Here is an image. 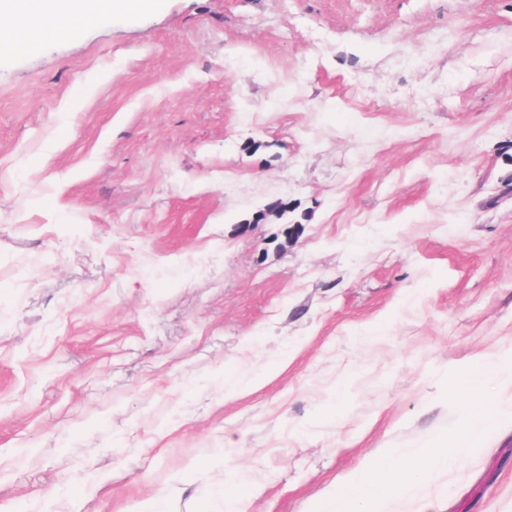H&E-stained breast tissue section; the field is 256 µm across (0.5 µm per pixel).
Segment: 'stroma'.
<instances>
[{
	"label": "stroma",
	"mask_w": 512,
	"mask_h": 512,
	"mask_svg": "<svg viewBox=\"0 0 512 512\" xmlns=\"http://www.w3.org/2000/svg\"><path fill=\"white\" fill-rule=\"evenodd\" d=\"M283 213L268 212L273 200ZM512 512V0H151L0 51V503ZM494 413L493 404H485L482 410L469 415L452 434L453 448L448 447V435L437 439L436 448H429L422 459L417 461L420 471L439 467L448 463V449L453 453H463L469 450L473 434L489 425ZM417 479L415 469L408 468L405 461L390 455L379 456L364 464L361 476L355 484L341 482L329 496L336 512H381L384 497L381 491L389 494L403 492Z\"/></svg>",
	"instance_id": "1"
}]
</instances>
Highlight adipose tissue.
<instances>
[{"mask_svg":"<svg viewBox=\"0 0 512 512\" xmlns=\"http://www.w3.org/2000/svg\"><path fill=\"white\" fill-rule=\"evenodd\" d=\"M100 0H0V19L12 28V42L37 32L42 21L50 20L66 27L86 16ZM494 413L493 405H484L478 413L469 415L451 437H440L435 448L419 460L417 468L389 455L379 456L364 464L356 483L337 485L330 495L333 512H382L384 492H401L417 478V470H428L448 462L449 452L463 453L473 434L488 426Z\"/></svg>","mask_w":512,"mask_h":512,"instance_id":"ef3b65f1","label":"adipose tissue"}]
</instances>
